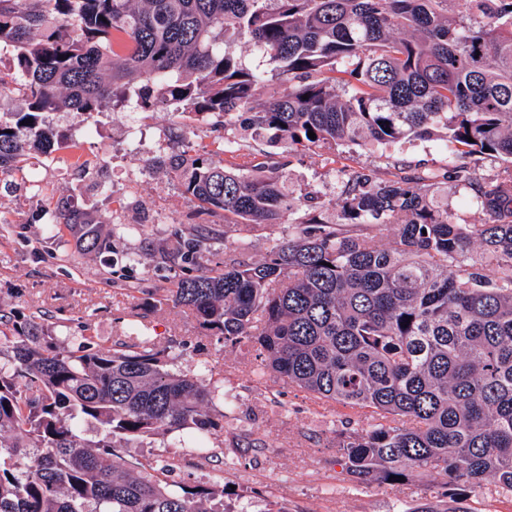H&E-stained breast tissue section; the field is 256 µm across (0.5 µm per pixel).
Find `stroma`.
Wrapping results in <instances>:
<instances>
[{"label": "stroma", "mask_w": 512, "mask_h": 512, "mask_svg": "<svg viewBox=\"0 0 512 512\" xmlns=\"http://www.w3.org/2000/svg\"><path fill=\"white\" fill-rule=\"evenodd\" d=\"M127 117L122 109L92 116H45L63 137L92 131L84 152L99 158L121 208L110 205L90 175L71 166L64 151L52 160L30 156L22 171L0 183V314L34 319L59 349H76L87 332L102 346H112L140 316L158 345L177 340L171 368L190 376L203 374L215 392L206 410L223 422L222 442L213 461L200 466L194 463L192 446L168 438L131 444L128 452L185 460L176 479L190 487L224 485L227 512H392L401 503L449 504L445 479L434 472L402 483L350 488L336 462L337 436L331 428L347 420L352 429L365 430L368 417L351 416L349 410L315 400L279 378L256 377L260 358L255 345H225L199 327L187 309L155 302L156 289L172 287L183 274L180 262L162 255L174 232L190 224L224 221L220 212L199 213L196 201L182 194L157 162L180 151V134L208 141L214 133L203 117L186 118L164 109L138 111L131 117L146 147L131 153L125 149ZM362 164L384 175L410 167L438 176L463 165L480 180L494 177L503 167L492 153L449 156L438 141L389 149L364 150L352 144L333 152L315 148L289 159L288 193L295 199L289 222L305 211L301 189L311 186L325 198H336L342 170ZM131 170L141 174L138 185L127 180ZM64 204L92 214L110 239V252L82 251L72 236L52 237L46 224L35 220V213ZM86 321L91 324L87 331L82 328ZM228 393L236 397L230 415L224 408Z\"/></svg>", "instance_id": "obj_1"}]
</instances>
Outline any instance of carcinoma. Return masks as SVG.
<instances>
[{
    "instance_id": "1",
    "label": "carcinoma",
    "mask_w": 512,
    "mask_h": 512,
    "mask_svg": "<svg viewBox=\"0 0 512 512\" xmlns=\"http://www.w3.org/2000/svg\"><path fill=\"white\" fill-rule=\"evenodd\" d=\"M458 2L0 0V53L12 57L0 95L24 101L0 114V177L34 153L66 149L72 167L91 164L82 137L45 124L49 112L133 102L210 118L224 135L184 136L162 164L224 225L174 233L163 254L189 268L157 302L187 308L226 345H256L258 376L369 412L370 428L338 436L353 485L436 472L457 490L489 477L512 497V0ZM240 43L265 67L246 65ZM241 126L283 156L439 139L456 156L487 151L506 165L487 182L461 167L444 177L443 191L473 192L481 224L458 222L429 176L361 165L342 171L338 222L306 188L294 235L267 236L257 259L242 241L223 265H198L243 227L288 223L285 167L241 152ZM226 153L234 166L219 160ZM387 226L391 241L375 243ZM49 230L110 249L74 207L52 214ZM2 355L0 512H224V488L171 480L181 461L116 452L171 437L207 462L224 430L204 410L214 391L169 371L144 321L127 341L86 337L60 351L0 316Z\"/></svg>"
}]
</instances>
